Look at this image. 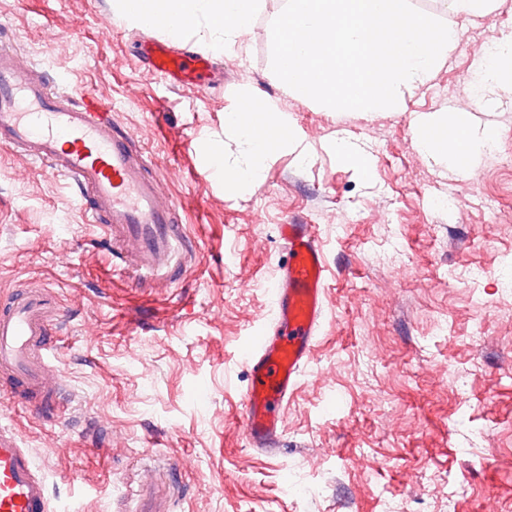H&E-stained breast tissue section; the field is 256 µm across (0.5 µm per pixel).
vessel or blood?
<instances>
[{
  "label": "vessel or blood",
  "instance_id": "vessel-or-blood-1",
  "mask_svg": "<svg viewBox=\"0 0 512 512\" xmlns=\"http://www.w3.org/2000/svg\"><path fill=\"white\" fill-rule=\"evenodd\" d=\"M149 71L169 84L201 90L208 55L180 49L170 38L145 42ZM0 145L75 183L88 223L114 245V258L138 288L180 281L194 245L176 224L177 204L154 161L112 119L111 104L86 89L52 90L33 78L13 41L0 36ZM288 259L270 290L268 330L244 348L249 385L243 399L245 444L265 455L280 452L283 415L317 343L327 267L309 224H282ZM53 319L39 291L21 288L0 308V373L12 393L35 412L57 413L65 378L52 365ZM0 512H53L47 484L30 452L0 423Z\"/></svg>",
  "mask_w": 512,
  "mask_h": 512
}]
</instances>
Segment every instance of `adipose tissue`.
Listing matches in <instances>:
<instances>
[{"mask_svg": "<svg viewBox=\"0 0 512 512\" xmlns=\"http://www.w3.org/2000/svg\"><path fill=\"white\" fill-rule=\"evenodd\" d=\"M262 5L263 0H143L135 9L129 0H118L117 8L129 22L139 26L150 25L161 15L175 32L206 28L213 35L216 48L220 49L235 44L248 31ZM475 73L481 91L512 86V38L501 39L491 48L481 49ZM227 120L249 144L252 160L244 167H225L224 182L236 185L255 181L264 160L274 149L288 143L287 138L277 135L278 130L286 126L282 114L271 102L256 121H246L237 112L229 113ZM464 134L463 117L459 114L435 121L421 119L415 127L418 146L437 160L448 157L456 160L470 155L484 149L494 139L489 130L472 141L465 140Z\"/></svg>", "mask_w": 512, "mask_h": 512, "instance_id": "ef3b65f1", "label": "adipose tissue"}]
</instances>
